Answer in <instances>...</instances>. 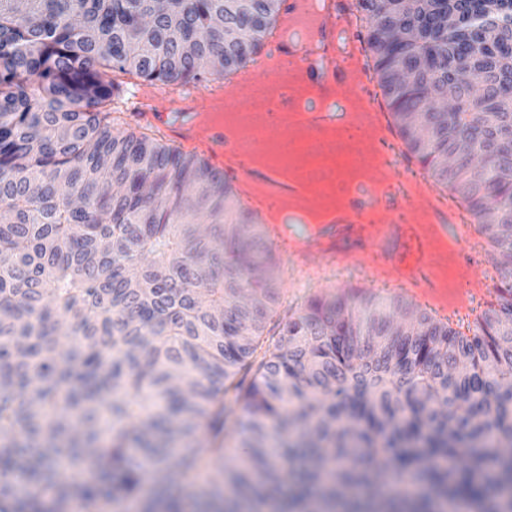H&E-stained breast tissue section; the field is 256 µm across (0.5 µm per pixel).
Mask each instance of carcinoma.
Instances as JSON below:
<instances>
[{"mask_svg": "<svg viewBox=\"0 0 512 512\" xmlns=\"http://www.w3.org/2000/svg\"><path fill=\"white\" fill-rule=\"evenodd\" d=\"M356 10L409 149L466 216L498 211L482 231L512 251V179L499 174L512 169V0L494 15L483 0ZM279 11L0 0V512H102L147 479L140 512H180L204 473L207 496L250 512L285 486L288 512H512L511 270L497 302L465 318L345 294L266 336L279 266L224 173L164 134L119 128L123 89L101 74L235 75ZM402 69L411 82L394 81ZM450 86L457 107L443 112ZM414 113L418 128L404 122ZM245 251L263 281L245 278ZM392 308L416 325L393 334ZM254 364L245 388L236 377ZM238 405L247 455L232 463L222 434Z\"/></svg>", "mask_w": 512, "mask_h": 512, "instance_id": "obj_1", "label": "carcinoma"}]
</instances>
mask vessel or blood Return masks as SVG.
Masks as SVG:
<instances>
[{
	"instance_id": "obj_1",
	"label": "vessel or blood",
	"mask_w": 512,
	"mask_h": 512,
	"mask_svg": "<svg viewBox=\"0 0 512 512\" xmlns=\"http://www.w3.org/2000/svg\"><path fill=\"white\" fill-rule=\"evenodd\" d=\"M316 8L322 17L317 36H292L282 47L284 53L306 60L295 72L297 79L306 81L313 93L336 85L375 96L367 39L355 18L353 0H317ZM200 96L191 89L163 96L146 85L135 117L146 125H164L174 145L189 149L195 144L190 114ZM384 120L379 166L369 177L392 184L393 192L379 193L374 201H348L335 222L306 226L300 234L267 220L270 207L289 195L286 176L272 180L264 205L248 196L240 202L259 224L272 252L308 273L327 266L354 268L361 286L389 287L438 318L468 311L475 297L489 294L482 286L484 256L470 230L452 231L450 210L455 203L425 178V167L406 146L393 113L385 112Z\"/></svg>"
}]
</instances>
